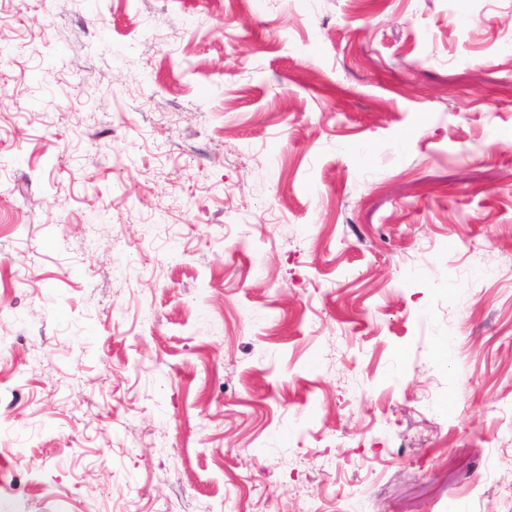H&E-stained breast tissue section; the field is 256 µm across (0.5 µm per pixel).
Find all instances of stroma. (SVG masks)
<instances>
[{
    "label": "stroma",
    "instance_id": "obj_1",
    "mask_svg": "<svg viewBox=\"0 0 512 512\" xmlns=\"http://www.w3.org/2000/svg\"><path fill=\"white\" fill-rule=\"evenodd\" d=\"M0 512H512V0H0Z\"/></svg>",
    "mask_w": 512,
    "mask_h": 512
}]
</instances>
